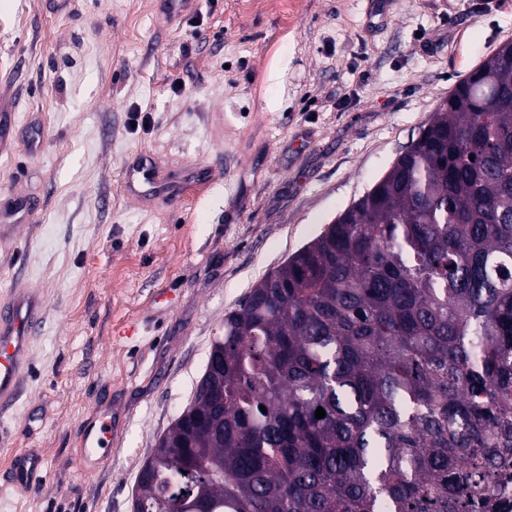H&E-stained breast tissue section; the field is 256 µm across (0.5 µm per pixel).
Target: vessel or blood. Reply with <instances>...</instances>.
I'll return each mask as SVG.
<instances>
[{
	"instance_id": "vessel-or-blood-1",
	"label": "vessel or blood",
	"mask_w": 512,
	"mask_h": 512,
	"mask_svg": "<svg viewBox=\"0 0 512 512\" xmlns=\"http://www.w3.org/2000/svg\"><path fill=\"white\" fill-rule=\"evenodd\" d=\"M159 176L160 170L152 157H139L125 170L126 188L137 198L169 194V184L160 182ZM42 307L38 296L22 293L0 309V406L11 403L19 394L30 342L41 324ZM82 440L84 463L87 469H94L101 455L112 447L111 411L101 413L95 427L83 431ZM40 465L36 454L16 456L10 471L12 485L27 487L36 478Z\"/></svg>"
}]
</instances>
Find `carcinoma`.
Returning a JSON list of instances; mask_svg holds the SVG:
<instances>
[{"instance_id":"1","label":"carcinoma","mask_w":512,"mask_h":512,"mask_svg":"<svg viewBox=\"0 0 512 512\" xmlns=\"http://www.w3.org/2000/svg\"><path fill=\"white\" fill-rule=\"evenodd\" d=\"M510 453L506 42L383 178L224 316L133 501L138 512H490Z\"/></svg>"}]
</instances>
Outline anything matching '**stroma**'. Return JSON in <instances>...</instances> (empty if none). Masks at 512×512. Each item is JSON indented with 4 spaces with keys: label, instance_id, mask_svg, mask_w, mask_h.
Instances as JSON below:
<instances>
[{
    "label": "stroma",
    "instance_id": "obj_1",
    "mask_svg": "<svg viewBox=\"0 0 512 512\" xmlns=\"http://www.w3.org/2000/svg\"><path fill=\"white\" fill-rule=\"evenodd\" d=\"M512 0H0V306L44 305L0 408V512H131L227 312L367 192L503 43ZM182 189L128 196L127 162ZM116 414L83 472L81 433ZM39 454L33 487L10 460Z\"/></svg>",
    "mask_w": 512,
    "mask_h": 512
}]
</instances>
